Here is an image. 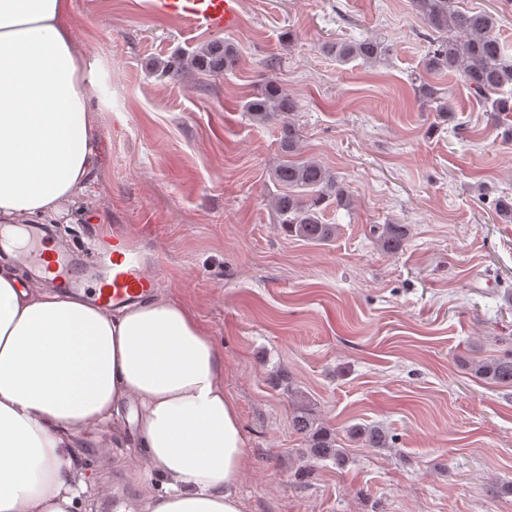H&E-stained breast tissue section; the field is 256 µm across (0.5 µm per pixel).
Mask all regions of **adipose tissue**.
I'll return each instance as SVG.
<instances>
[{"mask_svg":"<svg viewBox=\"0 0 512 512\" xmlns=\"http://www.w3.org/2000/svg\"><path fill=\"white\" fill-rule=\"evenodd\" d=\"M72 0H0V222L42 224L96 163L97 83ZM224 352L185 306L155 295L115 310L0 260V512H75L76 427L124 434L162 478L143 512H241L248 465Z\"/></svg>","mask_w":512,"mask_h":512,"instance_id":"adipose-tissue-1","label":"adipose tissue"}]
</instances>
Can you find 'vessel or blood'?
<instances>
[{"instance_id": "1", "label": "vessel or blood", "mask_w": 512, "mask_h": 512, "mask_svg": "<svg viewBox=\"0 0 512 512\" xmlns=\"http://www.w3.org/2000/svg\"><path fill=\"white\" fill-rule=\"evenodd\" d=\"M157 8L212 32L235 27L239 20L238 0H159ZM41 251L50 254L47 269L54 273L58 285L77 287L76 258L63 251L51 252L46 245ZM91 279L94 283L90 290L91 299L111 309L145 297L154 287L143 257L128 238L120 235L101 241L91 268Z\"/></svg>"}]
</instances>
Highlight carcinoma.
Segmentation results:
<instances>
[{"label": "carcinoma", "instance_id": "1", "mask_svg": "<svg viewBox=\"0 0 512 512\" xmlns=\"http://www.w3.org/2000/svg\"><path fill=\"white\" fill-rule=\"evenodd\" d=\"M414 8L432 32L423 71L434 76L446 71L461 75L473 95L491 112H512V60L508 46L496 33L497 19L490 13L462 12L454 0H413ZM336 60L346 63L360 59L367 64L387 56L391 47L382 36L330 45ZM238 63L236 49L229 43L214 42L190 55L156 66L162 75L176 77L185 67L219 74L233 70ZM414 91L429 110L441 116L453 111L450 99L438 84L420 76ZM299 100L276 79L268 77L257 92L242 105L243 112L256 123L279 120V164L272 171L273 181L283 187L272 199V211L281 233L307 244L321 245L336 236V225L327 224L324 215L331 207L348 208L352 204L349 187L336 173L320 162L301 156V130L293 120ZM409 225L390 220L376 225L374 244L381 252L393 255L405 247ZM471 371L501 387H512V353L483 358L471 363ZM292 429L305 442L302 460L310 462L344 461V448L336 431L323 425L308 396L293 390ZM354 441L370 448H387V435L372 426L354 424L347 429Z\"/></svg>", "mask_w": 512, "mask_h": 512}]
</instances>
